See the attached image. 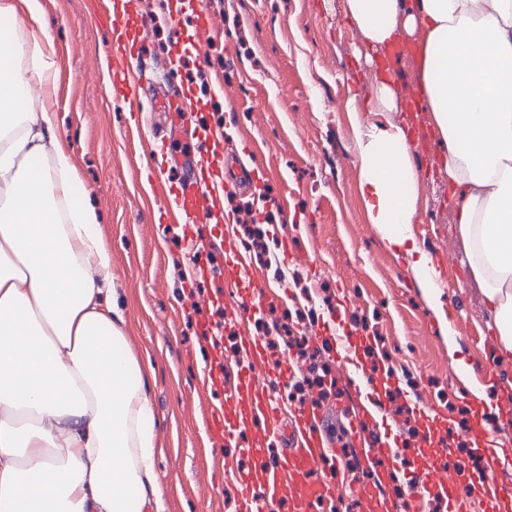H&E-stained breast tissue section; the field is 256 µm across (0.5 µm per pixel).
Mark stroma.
<instances>
[{"label": "stroma", "mask_w": 512, "mask_h": 512, "mask_svg": "<svg viewBox=\"0 0 512 512\" xmlns=\"http://www.w3.org/2000/svg\"><path fill=\"white\" fill-rule=\"evenodd\" d=\"M138 0L129 20L135 41L137 112L112 100L102 65L111 55L108 21L117 0H38L54 38L58 78L51 94L57 128L78 181L75 201L90 198L112 251V288L125 340L147 379L156 440L154 467L166 512H240L234 471L250 457L214 445L210 407L236 383L242 337L290 356L293 382L307 364L291 355L286 332L315 336L340 325L363 337L354 360L386 368L399 382L402 409L356 412L373 438L411 447L408 427L422 414L443 417L448 441L464 466L451 480L471 512H512L491 490L493 473L472 455L465 400L470 386L492 394L483 426L512 455L502 425L512 401V354H504L456 231L454 202L442 166L441 136L417 89L416 36L400 34L406 53L368 52L346 16V0ZM212 20L199 42L200 14ZM180 21L173 32L169 21ZM393 83L396 105H378L379 79ZM194 94L190 129L174 126L159 107L181 89ZM408 126L418 168L417 210L407 231L441 273L443 301L457 331L456 357L419 290L424 273L395 257L369 223L356 161V121ZM219 134L226 159L253 170L259 185L230 190L217 223L198 230L201 248L186 250L169 223L175 193L189 173L194 137ZM165 173L155 182V173ZM253 213L268 244L249 252L256 282H229L225 237L251 240L239 219ZM299 251L286 259L285 242ZM224 364V384L204 383L210 363Z\"/></svg>", "instance_id": "obj_1"}]
</instances>
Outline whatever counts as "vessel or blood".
<instances>
[{
  "label": "vessel or blood",
  "mask_w": 512,
  "mask_h": 512,
  "mask_svg": "<svg viewBox=\"0 0 512 512\" xmlns=\"http://www.w3.org/2000/svg\"><path fill=\"white\" fill-rule=\"evenodd\" d=\"M135 95L136 91L126 76L122 60H115L112 72L114 100L128 107L134 102ZM188 162L197 167L198 176L183 185L176 207L184 220L201 222L206 218L205 204L223 196L227 184L217 174L221 157L209 145L201 143L194 147ZM225 248L235 254L232 265L222 270L226 280H255L256 271L241 252L238 243L232 239L226 240ZM331 343L340 363L352 362L356 348L352 333L337 331ZM242 347L248 359V367L239 372L236 385L227 390L226 401L227 404L249 402L250 412L237 420L227 415L225 407H220L212 409L208 416L212 437L227 443L249 436L259 427L268 435H277L281 405L267 396L265 376L274 372L284 378L291 371L290 361L283 357L272 358L267 346L259 339H245ZM323 421V413L309 406L295 412L288 425V444L282 456L272 460L262 454L256 457V465L263 473L262 482L254 483L248 474L240 476L241 512H266L269 506L279 504L280 493L286 487L292 488L297 495V512H321L322 504L335 497L336 481L333 473L340 464V458L332 454L330 442L321 432ZM361 426V421L351 422L349 434L358 449L357 460L363 471L402 473L408 476L416 473L417 460L411 453L401 448L383 447L381 442L370 439ZM430 441L432 446L438 448L441 460L429 466V483L443 487L447 494L448 512H470L468 501L459 495L446 476L447 469L455 465L447 437L434 435ZM358 499L365 512H391L390 500L381 494L376 483L362 486L358 491Z\"/></svg>",
  "instance_id": "vessel-or-blood-1"
}]
</instances>
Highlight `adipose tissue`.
I'll return each instance as SVG.
<instances>
[{"label": "adipose tissue", "mask_w": 512, "mask_h": 512, "mask_svg": "<svg viewBox=\"0 0 512 512\" xmlns=\"http://www.w3.org/2000/svg\"><path fill=\"white\" fill-rule=\"evenodd\" d=\"M365 45L420 33L418 89L445 147L459 235L505 352H512V0H346ZM0 512H165L146 375L109 298L112 252L50 102L55 45L36 0H0ZM28 58V67L16 66ZM403 127L357 124L368 220L425 269L443 334L440 273L407 234L417 170ZM36 158L51 167H36ZM458 349L448 342L449 352Z\"/></svg>", "instance_id": "obj_1"}]
</instances>
